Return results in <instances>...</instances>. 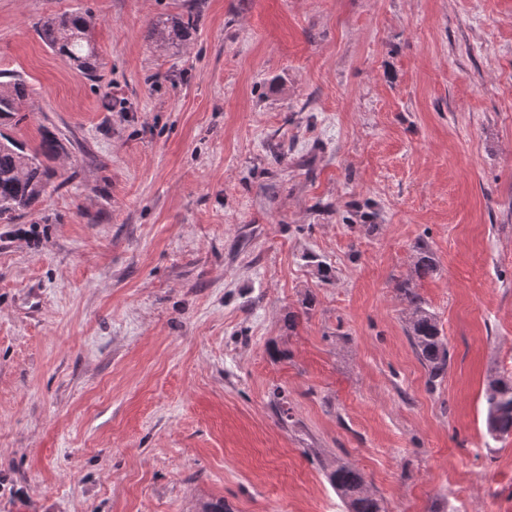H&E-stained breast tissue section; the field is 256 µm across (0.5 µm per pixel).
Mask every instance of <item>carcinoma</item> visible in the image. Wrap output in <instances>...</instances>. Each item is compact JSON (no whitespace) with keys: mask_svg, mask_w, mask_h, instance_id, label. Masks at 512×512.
<instances>
[{"mask_svg":"<svg viewBox=\"0 0 512 512\" xmlns=\"http://www.w3.org/2000/svg\"><path fill=\"white\" fill-rule=\"evenodd\" d=\"M198 16L188 13L177 19L159 20L151 37L167 46L180 44L196 28ZM87 13L75 9L50 16L35 29L53 52L68 58L76 69L92 77L98 68V53L89 34ZM24 80L13 78L0 83V125L14 119L28 100ZM64 152L62 138L46 130L38 148L29 150L21 140L0 132V223L12 224L38 204L47 192L54 171L44 160ZM436 269L432 253L422 249L414 263V276L423 279ZM400 290L409 307L406 333L420 362L427 370L430 387L440 384L448 371L449 351L438 321L417 289L405 282ZM487 432L492 437L512 434V379L498 377L488 384L485 396ZM346 512H381L379 500L366 492L364 474L338 464L328 476Z\"/></svg>","mask_w":512,"mask_h":512,"instance_id":"obj_1","label":"carcinoma"}]
</instances>
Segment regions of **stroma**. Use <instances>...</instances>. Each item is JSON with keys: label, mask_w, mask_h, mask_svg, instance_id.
<instances>
[{"label": "stroma", "mask_w": 512, "mask_h": 512, "mask_svg": "<svg viewBox=\"0 0 512 512\" xmlns=\"http://www.w3.org/2000/svg\"><path fill=\"white\" fill-rule=\"evenodd\" d=\"M76 8L92 77L34 28ZM13 75L68 154L0 224V512H345L342 463L384 512H512V0H0ZM197 21L198 16L191 12L186 18L158 20L151 28V37L161 44L174 47L183 41L190 30L196 28ZM409 307L406 333L420 362L427 370V383L434 388L448 371L449 351L438 321L416 288L408 282L399 288ZM487 432L492 437L512 434V379L498 377L488 384L485 396Z\"/></svg>", "instance_id": "1"}]
</instances>
